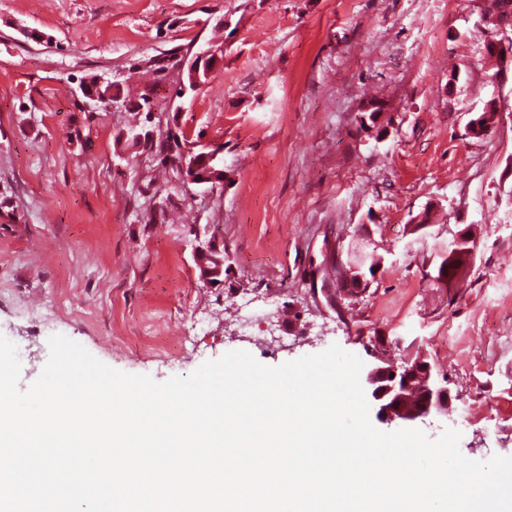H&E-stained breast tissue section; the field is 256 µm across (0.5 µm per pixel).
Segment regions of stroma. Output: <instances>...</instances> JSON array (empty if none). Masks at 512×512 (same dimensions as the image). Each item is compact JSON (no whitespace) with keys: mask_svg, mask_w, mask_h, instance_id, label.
I'll return each instance as SVG.
<instances>
[{"mask_svg":"<svg viewBox=\"0 0 512 512\" xmlns=\"http://www.w3.org/2000/svg\"><path fill=\"white\" fill-rule=\"evenodd\" d=\"M481 3L0 0V335L21 386L54 334L159 382L233 350L277 366L336 344L367 366L426 358L455 401L420 430H459L473 460L512 457V79L481 50ZM205 42L224 62L196 94L148 65ZM94 75L220 147L222 194L175 193L161 220L165 171L119 158L132 116L86 107ZM371 97L389 119L378 139L357 120ZM492 99L497 122L472 135ZM199 225L224 242L223 285L198 278ZM467 227L475 258L451 284L441 268ZM363 234L383 258L366 292L323 294ZM185 335L198 346L178 348Z\"/></svg>","mask_w":512,"mask_h":512,"instance_id":"obj_1","label":"stroma"}]
</instances>
